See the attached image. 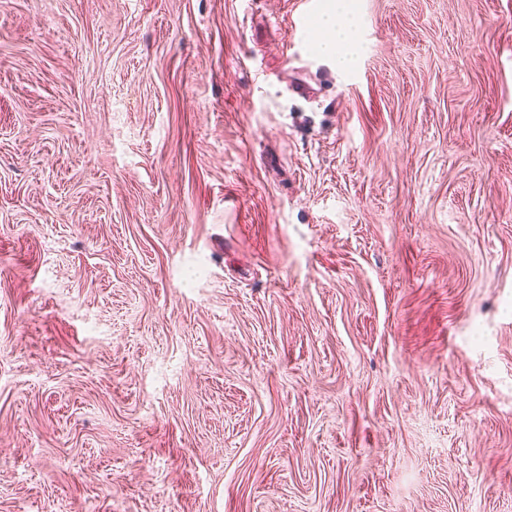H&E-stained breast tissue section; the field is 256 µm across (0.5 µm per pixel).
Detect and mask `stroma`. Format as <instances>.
<instances>
[{
  "label": "stroma",
  "mask_w": 512,
  "mask_h": 512,
  "mask_svg": "<svg viewBox=\"0 0 512 512\" xmlns=\"http://www.w3.org/2000/svg\"><path fill=\"white\" fill-rule=\"evenodd\" d=\"M0 0V512H512V0ZM345 10L338 11L336 6L326 10L320 15L317 24L325 31V38L319 42L317 51L325 57L336 60L338 67H346L351 62L348 52L343 51V46L351 41L352 30L342 20Z\"/></svg>",
  "instance_id": "stroma-1"
}]
</instances>
